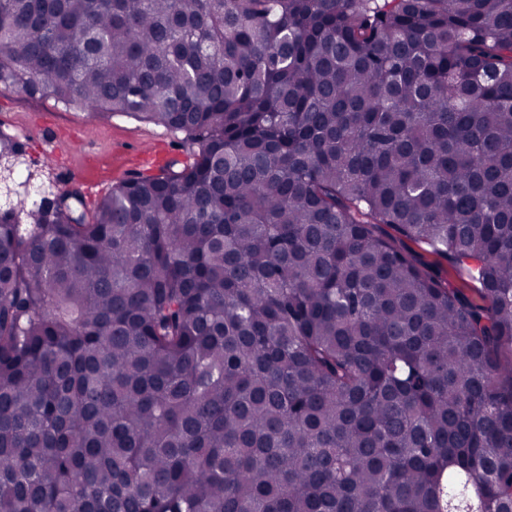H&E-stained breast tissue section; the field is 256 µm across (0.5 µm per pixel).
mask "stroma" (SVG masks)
Instances as JSON below:
<instances>
[{"mask_svg":"<svg viewBox=\"0 0 512 512\" xmlns=\"http://www.w3.org/2000/svg\"><path fill=\"white\" fill-rule=\"evenodd\" d=\"M0 130L14 134L20 154L0 158V206H33L62 190L78 187L87 207L112 187L139 174L134 163L142 145L166 158L185 161L184 133L115 115L88 125L84 109L66 108L51 97L0 89Z\"/></svg>","mask_w":512,"mask_h":512,"instance_id":"obj_1","label":"stroma"}]
</instances>
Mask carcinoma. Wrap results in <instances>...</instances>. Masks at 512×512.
Here are the masks:
<instances>
[{"mask_svg": "<svg viewBox=\"0 0 512 512\" xmlns=\"http://www.w3.org/2000/svg\"><path fill=\"white\" fill-rule=\"evenodd\" d=\"M1 87L193 148L0 209V512H512V0H0ZM404 245L407 250L416 255L420 260L433 265L441 277L447 278L458 288H470L469 284L462 280L446 260L427 253L421 247L410 241H405Z\"/></svg>", "mask_w": 512, "mask_h": 512, "instance_id": "carcinoma-1", "label": "carcinoma"}]
</instances>
